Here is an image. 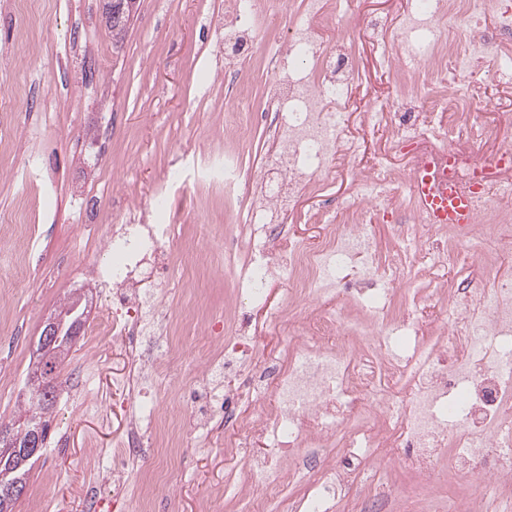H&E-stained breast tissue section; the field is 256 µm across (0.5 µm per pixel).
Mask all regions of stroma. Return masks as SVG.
<instances>
[{
  "instance_id": "stroma-1",
  "label": "stroma",
  "mask_w": 512,
  "mask_h": 512,
  "mask_svg": "<svg viewBox=\"0 0 512 512\" xmlns=\"http://www.w3.org/2000/svg\"><path fill=\"white\" fill-rule=\"evenodd\" d=\"M224 24V0H139L123 42L113 43L100 0H0V421L14 418L46 317L72 293L89 294L84 324L57 382L45 447L14 512H92L107 496L90 459L126 436V400L112 375L131 358L105 347L94 330L104 298L92 295L87 257L109 261L105 224L120 221L126 201L161 193L170 219L173 255L200 254L191 280L173 267L164 301L187 342L164 373L188 378L201 354L197 321L231 316L236 288L224 270V232L244 218L219 185H170L174 154L189 168L199 157L232 153L254 167L266 142L255 108L267 76L246 65L252 109H225L224 83L200 67L210 47L207 29ZM364 81L355 104L366 109L395 97L366 38L356 40ZM101 198L104 221L79 209ZM95 376V412L70 398L74 373ZM365 486L338 500L336 512H408L404 489L415 477L396 461L366 472ZM224 461V428L178 451L177 478L158 494V512H206L224 491L223 512H281V500L261 485L233 492Z\"/></svg>"
}]
</instances>
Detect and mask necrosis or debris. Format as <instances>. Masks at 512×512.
<instances>
[{"instance_id": "1", "label": "necrosis or debris", "mask_w": 512, "mask_h": 512, "mask_svg": "<svg viewBox=\"0 0 512 512\" xmlns=\"http://www.w3.org/2000/svg\"><path fill=\"white\" fill-rule=\"evenodd\" d=\"M497 10L494 30L482 16ZM224 73L240 78L239 61L257 52L254 0H225ZM367 37L395 88L397 110L353 106L359 75L353 33ZM512 38V9L494 0H412L398 24H363L355 11L304 0L291 34L267 62L262 114L271 116L257 170L233 157L206 178L236 196L245 222L224 235V262L235 265L237 287L265 309L286 334L281 353L259 360L247 315L212 338L204 370L178 391L171 415L177 446L205 438L230 400L217 370L244 376L252 417L224 422V455L242 482H260L279 496L300 474L312 449L339 446V463L315 474L288 512H332L339 489L353 485L372 461L398 459L418 474L447 463L460 472L512 461V281L490 283L503 253L512 251V148L476 149L512 131V114L473 112L480 89L452 91L453 67L468 66L494 41ZM392 133L391 150L369 152L371 136ZM406 160L397 167L395 158ZM434 179L470 196L472 224L431 225L415 206L409 176ZM346 183L331 197L335 178ZM322 232L309 243L292 232L298 199ZM412 206L411 224L394 214ZM389 220L392 239L406 246L382 257L371 216ZM110 228L111 260L94 264V281L110 308L103 328L132 357L113 384L145 389L164 369L179 340L161 311L159 288L170 268L167 229L144 204L122 211ZM249 258L236 264L239 244ZM472 269L456 283L460 255ZM289 278L287 307H267L270 281ZM162 414L142 397L128 404V435L112 452H95L99 472L112 479L111 498L123 500V476L144 439H158Z\"/></svg>"}]
</instances>
